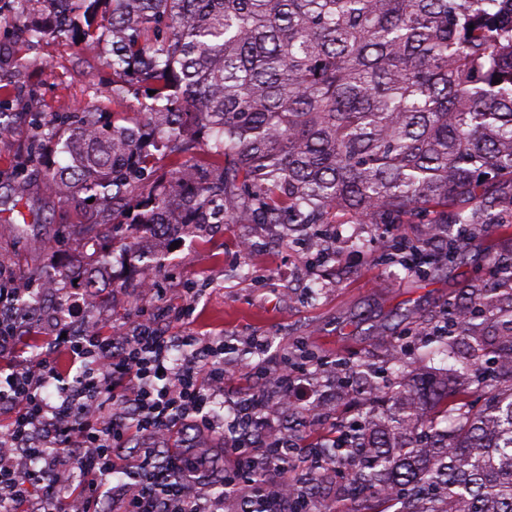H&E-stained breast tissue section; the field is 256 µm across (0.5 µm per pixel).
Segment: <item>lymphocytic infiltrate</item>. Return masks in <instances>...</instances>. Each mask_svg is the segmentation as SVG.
<instances>
[{
  "label": "lymphocytic infiltrate",
  "instance_id": "obj_1",
  "mask_svg": "<svg viewBox=\"0 0 512 512\" xmlns=\"http://www.w3.org/2000/svg\"><path fill=\"white\" fill-rule=\"evenodd\" d=\"M33 291V282L13 277L0 287V357L25 351L20 327L34 316ZM83 313L82 301L71 297L63 314L53 316L38 354L24 366L0 367V412L8 417L0 448L20 449L27 460L21 470L0 458V512H100L107 497L120 512H224L223 495L192 482L199 461L165 454L166 438L179 424L223 437L236 460L225 484L240 512H288L272 487L290 467L292 441L251 440L273 416L264 390L245 395L232 418L214 409L232 342L169 336L150 302L122 335L96 325L70 335L69 318ZM178 346L187 353L176 359ZM134 434L141 437L136 458L118 464L115 449ZM74 468L79 484L63 489Z\"/></svg>",
  "mask_w": 512,
  "mask_h": 512
}]
</instances>
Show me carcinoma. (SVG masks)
Masks as SVG:
<instances>
[{
  "mask_svg": "<svg viewBox=\"0 0 512 512\" xmlns=\"http://www.w3.org/2000/svg\"><path fill=\"white\" fill-rule=\"evenodd\" d=\"M29 46L66 36L111 49L112 98L129 120L79 110L40 123L66 164L40 181L61 203L112 208L136 241L203 224L431 223L450 262L488 225L512 229V0H16ZM500 79L494 84L492 80ZM154 94H149V91ZM207 148L209 162L160 158ZM402 267L430 259L406 241ZM496 287L470 281L406 342L473 359L452 377L388 386L361 372L364 423L345 418L333 464L296 489V510L335 483L336 512H512V252ZM499 330L496 341L486 329ZM487 394L476 409L470 386Z\"/></svg>",
  "mask_w": 512,
  "mask_h": 512,
  "instance_id": "1",
  "label": "carcinoma"
}]
</instances>
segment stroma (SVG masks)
Returning <instances> with one entry per match:
<instances>
[{
  "mask_svg": "<svg viewBox=\"0 0 512 512\" xmlns=\"http://www.w3.org/2000/svg\"><path fill=\"white\" fill-rule=\"evenodd\" d=\"M110 59L105 52L86 53L66 37L48 38L30 51L19 43L0 50V73L14 90L5 107L7 130L0 134V268L17 277L39 279L56 267L95 256L100 248L98 236L86 233L84 226L105 222L106 217L91 215L87 204L74 200L62 205L42 197L31 207L46 216V223L19 230L10 199L16 190V166L40 168L61 159L48 148L31 153L36 131L24 112L26 103L36 101L44 120L51 122L85 107L107 113L141 111V98L113 101ZM403 237L424 240L431 253L439 247L423 221L371 229L348 217L340 224H299L291 232L281 224L203 225L181 235L178 248L166 250L155 274L163 290L158 304L167 310L161 322L173 336L190 333L203 342L234 339L238 350L227 361L224 381L228 403L251 388V368L263 357L250 347L257 336L269 338L267 354L276 358L295 360L306 348L329 359L341 356L363 363L391 377L393 335L436 319L462 283L486 276L490 255L512 248V240L491 230L478 235L455 264L436 263L419 276L388 258L391 244ZM330 238L336 241L333 255L325 250ZM245 239L254 243L246 252L240 249ZM138 265L132 245L115 244L95 275L93 292L85 296L90 316L113 334H121L135 319L143 295L136 286ZM189 283L196 288V298L185 291ZM188 302L196 307L191 318L181 321L170 315V308ZM360 385L358 375L350 371L327 374L311 367L301 393L282 400L276 382L266 380V390L278 399L273 430L290 434L299 446L290 476L307 467L304 447L333 444L340 413L334 409L317 423L292 426L289 408L304 406L310 395H340L353 401ZM180 442L183 454H201L207 461L197 476L200 484H217L223 473L233 471L234 460L225 456L217 438L190 431Z\"/></svg>",
  "mask_w": 512,
  "mask_h": 512,
  "instance_id": "35a3bbf8",
  "label": "stroma"
}]
</instances>
